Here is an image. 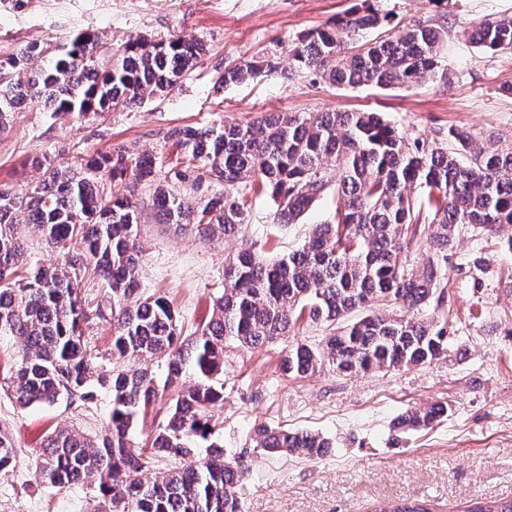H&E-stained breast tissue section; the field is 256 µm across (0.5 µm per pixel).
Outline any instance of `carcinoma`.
<instances>
[{
	"label": "carcinoma",
	"mask_w": 512,
	"mask_h": 512,
	"mask_svg": "<svg viewBox=\"0 0 512 512\" xmlns=\"http://www.w3.org/2000/svg\"><path fill=\"white\" fill-rule=\"evenodd\" d=\"M389 23L372 9L297 39L298 69L356 88L411 87L442 65L446 31L426 23L394 26L387 37L362 41ZM490 51L512 49V16L486 19L467 32ZM203 44L170 35L129 40L117 49L79 33L51 63L29 74L44 55L37 43L0 52V132L7 131L23 91L55 120L81 122L170 92L197 63ZM271 59L239 63L218 87L275 72ZM164 138L188 159L168 171L152 205L164 224H193L202 235L239 231L246 200L232 188L247 183L268 195L280 224H294L330 183L336 169L333 221L315 225L305 243L268 260L252 250L228 258L224 293L209 321L182 335L171 303L140 295V211L105 183L151 186L156 158L115 145L79 165L49 163L33 188L0 190V336L20 340L8 371L16 404H54L64 394L85 410L98 391L112 395L105 426L90 437L54 429L35 458L43 485L96 488L93 512H240L242 463L224 458L213 439L224 403V353L290 335L301 319L330 329L321 346L292 341L281 370L305 377L328 365L342 374L420 367L448 353V259L455 229L496 234L512 226V148L450 128L432 141L399 132L374 112L283 113L250 124L175 127ZM224 186L200 202L177 187ZM418 190L420 199L412 198ZM32 227L61 256L53 268L27 267L21 230ZM420 252L417 265L412 251ZM104 281L112 302L89 306L80 282ZM439 312L426 317L428 308ZM112 322V349L128 366H101L84 342L83 325ZM164 365L158 380L148 362ZM164 398L166 417L139 447L133 432L147 407ZM447 408L433 404L401 415L396 427H432ZM255 447L273 455L324 457L332 443L311 432L253 428ZM207 453L199 455L198 449ZM18 449L0 426V472L15 467ZM179 461L151 480L148 460ZM371 512H436L429 500L402 499ZM461 512H512V499H472Z\"/></svg>",
	"instance_id": "cac0c4a2"
}]
</instances>
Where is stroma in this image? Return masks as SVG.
Returning <instances> with one entry per match:
<instances>
[{"label":"stroma","instance_id":"1","mask_svg":"<svg viewBox=\"0 0 512 512\" xmlns=\"http://www.w3.org/2000/svg\"><path fill=\"white\" fill-rule=\"evenodd\" d=\"M370 3L401 26L425 22L447 33L443 66L410 88L338 87L295 70L289 45L346 11ZM512 15V0H28L0 4V47L36 42L48 51L79 33L113 47L137 38L179 34L206 50L172 93L82 122L51 120L31 104L0 134V188L36 186L38 161L91 158L117 144L155 155L162 169L183 158L167 129L250 123L275 112H376L411 137L433 139L464 128L497 144L512 143V49L477 47L466 31L481 20ZM274 59L277 72L215 92L228 65ZM293 79H285L286 71ZM245 195L248 225L241 234L205 237L190 224L160 223L147 188L137 187L141 210V290L168 298L184 332L210 319L224 290L227 256L250 248L266 258L300 247L314 224L330 222L336 190L327 187L297 223L278 225L269 196ZM482 257L483 271L472 259ZM448 356L419 368L350 375L323 367L293 378L279 368L288 340L228 349L224 407L216 431L227 458L244 457L240 512H366L398 499H428L455 512L476 498L512 497V252L470 228L455 236L448 265ZM436 402L448 411L431 428L397 432L409 408ZM109 393L84 411L59 399L22 408L0 388V425L19 448L13 470L0 475V512H89L93 491L45 487L35 452L54 428L94 434L108 419ZM315 432L333 441L310 461L274 457L255 448L254 426Z\"/></svg>","mask_w":512,"mask_h":512}]
</instances>
